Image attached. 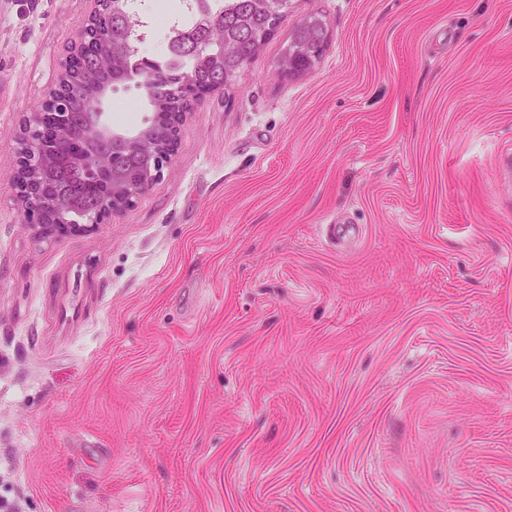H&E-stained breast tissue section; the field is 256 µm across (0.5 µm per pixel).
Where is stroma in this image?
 Masks as SVG:
<instances>
[{"mask_svg": "<svg viewBox=\"0 0 512 512\" xmlns=\"http://www.w3.org/2000/svg\"><path fill=\"white\" fill-rule=\"evenodd\" d=\"M90 9L0 0V512H512V0H292L133 207L44 239L20 142ZM297 42H303L307 49L302 68L313 66L322 56L326 43V27L322 19L317 16H310L298 24L294 28L283 53L288 52V49Z\"/></svg>", "mask_w": 512, "mask_h": 512, "instance_id": "1", "label": "stroma"}]
</instances>
